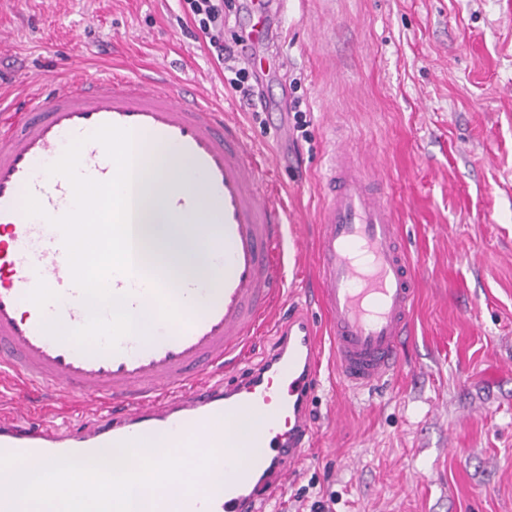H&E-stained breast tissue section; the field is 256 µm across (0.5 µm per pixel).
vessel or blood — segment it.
I'll use <instances>...</instances> for the list:
<instances>
[{"mask_svg": "<svg viewBox=\"0 0 512 512\" xmlns=\"http://www.w3.org/2000/svg\"><path fill=\"white\" fill-rule=\"evenodd\" d=\"M105 124L180 153L185 168L172 174L166 205L179 242L209 274L198 280L144 268L113 275L109 287L127 295L130 311L156 306L161 289L179 317L161 321L149 340L131 334L115 349L84 350L43 329L54 319L81 327L88 309L61 233L26 216L23 199L32 194L55 217L71 209L70 182L47 168L77 139L80 173L111 179L116 167L91 138ZM260 169L252 137L203 90H174L161 73L45 77L0 134V384L18 388L12 416L0 419V455L91 462L98 449L131 441L128 466L135 470L160 454L139 447L141 434L188 435L196 445L188 461L214 454L198 478L192 512H265L273 479L301 460L311 436L321 351L313 314L297 306L278 323L263 363L235 383L223 380L283 299L286 267L301 253L288 234L286 208L263 185ZM323 192L316 300L328 318L337 376L344 389L359 392L397 369L421 271L407 254L389 192L346 148L332 152ZM31 393L52 402L82 399L92 416L77 429L50 420L23 427Z\"/></svg>", "mask_w": 512, "mask_h": 512, "instance_id": "b4317fda", "label": "vessel or blood"}]
</instances>
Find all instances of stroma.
<instances>
[{"mask_svg": "<svg viewBox=\"0 0 512 512\" xmlns=\"http://www.w3.org/2000/svg\"><path fill=\"white\" fill-rule=\"evenodd\" d=\"M268 103L240 104L181 0H0V123L49 73L167 64L277 160L304 246L278 314L313 297L333 141L383 179L422 271L399 369L348 393L324 349L314 435L270 512H512V0H263L231 12ZM300 99L306 137L290 110Z\"/></svg>", "mask_w": 512, "mask_h": 512, "instance_id": "obj_1", "label": "stroma"}]
</instances>
